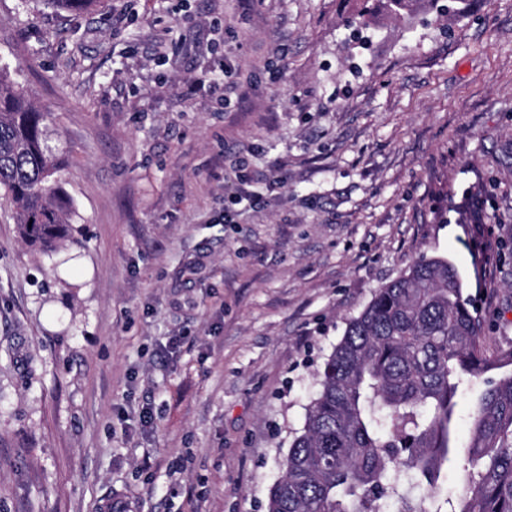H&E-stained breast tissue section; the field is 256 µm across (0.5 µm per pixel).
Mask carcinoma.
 I'll return each mask as SVG.
<instances>
[{
	"label": "carcinoma",
	"mask_w": 512,
	"mask_h": 512,
	"mask_svg": "<svg viewBox=\"0 0 512 512\" xmlns=\"http://www.w3.org/2000/svg\"><path fill=\"white\" fill-rule=\"evenodd\" d=\"M85 13L101 0H41ZM48 113L0 67V192L25 242L52 251L71 239L62 158ZM482 325L454 267L423 258L378 289L319 373V390L289 448L267 512H512V350L490 360ZM483 379L471 412L467 464L454 500L438 479L455 451L463 377ZM427 497L410 495L413 484Z\"/></svg>",
	"instance_id": "carcinoma-1"
}]
</instances>
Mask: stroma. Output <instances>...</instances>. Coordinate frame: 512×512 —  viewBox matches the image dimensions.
<instances>
[{
  "mask_svg": "<svg viewBox=\"0 0 512 512\" xmlns=\"http://www.w3.org/2000/svg\"><path fill=\"white\" fill-rule=\"evenodd\" d=\"M359 5L0 0L77 228L45 253L0 209V512H266L348 320L423 257L512 349V0ZM47 8L69 13H85L97 8L101 0H41ZM226 71L224 69V76L222 77V80H219L215 77L214 73L212 71H202L199 74H196L192 78V83L195 86H199L202 88L207 87V89L210 91L212 95L218 96V101L222 105L224 104V100L226 99V95L229 93L230 87L227 85L226 80Z\"/></svg>",
  "mask_w": 512,
  "mask_h": 512,
  "instance_id": "obj_1",
  "label": "stroma"
}]
</instances>
